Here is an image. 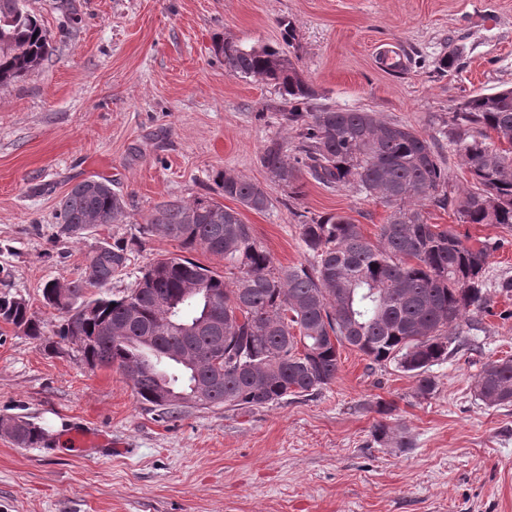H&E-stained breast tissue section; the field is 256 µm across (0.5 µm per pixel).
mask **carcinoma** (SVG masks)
Returning <instances> with one entry per match:
<instances>
[{"label": "carcinoma", "instance_id": "obj_1", "mask_svg": "<svg viewBox=\"0 0 512 512\" xmlns=\"http://www.w3.org/2000/svg\"><path fill=\"white\" fill-rule=\"evenodd\" d=\"M48 49L26 0H0V82L35 69ZM216 50L229 73L275 85L288 105L280 117L298 145L290 157L283 142L270 140L260 156L267 172L291 198L306 173L326 187L376 199L390 210L376 240L342 213L306 218L300 238L312 260L277 266L239 211L206 196L169 200L148 216L145 233L224 257L232 286L181 256L149 263L121 296L92 294L128 267L131 247L106 244L68 283V294L89 311L73 312L54 280L42 289L45 305L63 314L59 341L43 340V322L22 299L1 296L0 319L50 349L60 341L76 347L91 370H124L137 399L163 414L264 407L310 395L336 379L344 345L372 364L410 374L418 395L429 397L431 367L489 308L490 251L428 223L423 207H451L463 224L512 229V89L471 95L453 112L449 138L472 180V188L454 195L434 145L412 127L374 112L314 104V89L278 48L226 38ZM216 179L224 198L248 210L272 206L255 182L226 170ZM59 211L68 230L85 231L122 223L126 203L109 180L90 179L60 200ZM474 395L490 408L512 406V357L485 363ZM0 426L20 448L49 440L48 431L24 417L1 418Z\"/></svg>", "mask_w": 512, "mask_h": 512}]
</instances>
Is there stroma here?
I'll list each match as a JSON object with an SVG mask.
<instances>
[{"instance_id": "1", "label": "stroma", "mask_w": 512, "mask_h": 512, "mask_svg": "<svg viewBox=\"0 0 512 512\" xmlns=\"http://www.w3.org/2000/svg\"><path fill=\"white\" fill-rule=\"evenodd\" d=\"M50 52L0 84V295L24 298L53 336L62 315L42 288L75 279L105 243L133 247L108 294L139 269L181 255L178 240L143 234L172 198L218 197L216 172L260 184L272 200L243 211L275 264L304 263L300 215L343 213L375 238L388 211L348 188L303 176L302 193L261 166L271 139L293 141L270 84L225 71L216 41L284 48L317 104L365 110L434 142L449 186H471L444 133L464 97L512 87V0H27ZM291 22L286 38L282 21ZM399 54L402 66L386 67ZM455 56L448 71L440 59ZM111 180L127 202L121 224L61 231L59 201L75 183ZM430 223L489 242L488 313L431 368L421 398L409 374L340 349L336 380L310 396L238 409L188 408L160 416L116 369H89L75 348L45 349L0 321V418L48 430L44 448L0 433V512H512V406L489 408L473 385L483 362L512 356V230ZM409 447L375 442L377 401ZM83 421L122 444L105 456L73 451Z\"/></svg>"}]
</instances>
